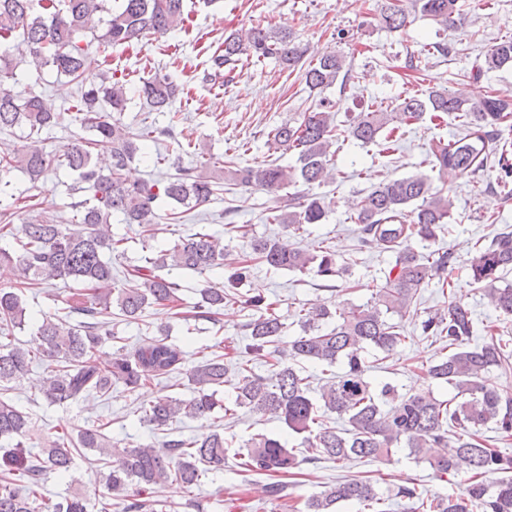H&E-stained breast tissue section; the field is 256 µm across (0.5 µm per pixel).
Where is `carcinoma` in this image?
I'll list each match as a JSON object with an SVG mask.
<instances>
[{
	"label": "carcinoma",
	"instance_id": "carcinoma-1",
	"mask_svg": "<svg viewBox=\"0 0 512 512\" xmlns=\"http://www.w3.org/2000/svg\"><path fill=\"white\" fill-rule=\"evenodd\" d=\"M413 9L446 28L463 24L459 0H412ZM385 28L403 29L408 12L402 0H385L380 6ZM185 22L184 0H0V130L28 131L27 143L0 156V194L10 195L13 170L35 183L49 171L64 167L75 175L68 195L88 193L69 204L71 221L84 226V234L73 235L62 222L44 212L30 214L19 229L12 227L11 208L0 209V234L16 235L18 249L0 251V265L17 272L16 281L0 288V387L11 390L30 373L36 362L45 364L43 395L51 404L74 403L81 398L106 397L112 385L130 390L164 377L183 363L180 346L164 338L154 339L132 352L120 353L103 364L101 347L119 336L112 330V310L122 320L140 318L146 307L177 300L181 285L172 279L174 269L203 273L224 266L229 252L224 240L202 227L179 239L173 247L143 257V265L131 270V279L118 281L106 255L124 254L125 238L111 231L112 215L120 214L128 224L151 230L164 218L178 223L183 212L159 213V202L168 199L189 211L208 202L224 185H251L277 192L298 181L321 184L335 171L336 113L329 101H320L309 112L300 113L268 133L267 144L297 151L298 166L284 170L274 164L239 168L230 161L222 165L224 179L205 176L204 148L194 153L196 164L177 166L167 180L134 181L125 171L142 154L146 142L158 140L167 129L133 131L120 119L128 98L125 84L107 69L96 83H87L85 64L89 46L97 45L104 57L112 50L132 45L146 32L164 35ZM307 47L292 29L259 27L241 30L224 38V49L213 54L203 79L212 84L229 83L225 71H233L239 57L258 61L274 59L290 71L304 65ZM26 63L40 70L54 69L79 88L70 113L76 126L71 143L61 149L45 147L41 133L59 123L60 115L47 108L41 95L14 90L16 70ZM345 59L335 52L319 55L307 64L304 80L312 91H323L344 73ZM512 69V37L494 42L477 66L484 71ZM180 93L166 74L142 81L140 94L158 112L171 110ZM430 114L432 119L451 115L461 133L454 139L431 144L427 161L439 174L475 177L488 162L495 161L500 176L497 186L502 199H512V101L492 96L465 101L446 91L429 89L410 94L395 108L368 107L350 119L346 133L364 145L377 143L381 131L391 124L410 125ZM453 202L433 190L422 173L381 183L355 207L360 241L381 252L395 254L385 284L362 305L330 308L327 304L301 309L302 335L288 343V352L273 349L284 323L276 307L257 293L244 302L255 314L245 324L248 343L245 361L234 377L219 355L207 354L188 379L193 385L189 398L158 395L141 407V420L161 429L180 417L208 418L216 408L224 415L235 408L266 416L301 437L305 461L327 459L338 464L352 460H390L393 449L404 448L417 463H426L443 476L464 479L463 491L455 497L429 495L414 487L397 489L401 499L419 502V512H512V455L493 447L483 435L489 425L501 439H512V386L498 384L493 369L512 365V348L500 336L480 345L470 343L473 318L456 294H448L443 307L420 322L423 335L450 349L431 363L425 377L454 390L440 399L427 387L404 393L386 383L376 388L369 381L363 356L367 348L387 356L397 352L406 336L403 328L386 320L411 311L421 288L452 266L450 252L423 253L410 246L417 239L427 248L445 233L452 218ZM327 216L324 201L310 197L298 201L288 197L283 208L268 217L288 233L297 235L309 224H320ZM250 255L236 261L224 285L200 290V300L188 315L195 322L211 321L224 308V301L239 298L238 288L249 281L252 260L275 270L312 274L332 281L348 268L337 264L335 251L321 247L313 252L288 247L278 238L255 237ZM470 270L473 283L491 296L496 310L512 316V283L504 286L502 272L512 270V231L493 237L488 244L478 239ZM71 280L81 285L58 314L43 315L32 322L25 292L51 280ZM34 325L38 346L25 348L11 340L15 329ZM275 357V372L268 378L254 372L253 361ZM321 367L343 365V371L324 378L317 396H312L311 376L304 375L301 362ZM235 392L233 406L216 398L224 383ZM345 422L330 424V416ZM108 423L64 430L48 437L36 453L25 449L32 430L29 415L0 397V441L14 443L16 451L0 459V512H89L88 499L74 493L54 501L42 495L46 476L66 473L74 455L90 450L98 455L104 487L121 493L133 487L122 512H161L145 497L152 485L172 482L190 493L202 477L224 469L229 450L224 435L170 439L162 446L120 448L106 433ZM241 467L271 479L267 493L281 498L285 483L279 478L300 465L295 450L268 433L252 435L245 443ZM488 471L507 474L488 486L482 476ZM389 497L380 494L369 478L337 483L310 498L306 512H339V504L353 501L360 512H388Z\"/></svg>",
	"mask_w": 512,
	"mask_h": 512
}]
</instances>
